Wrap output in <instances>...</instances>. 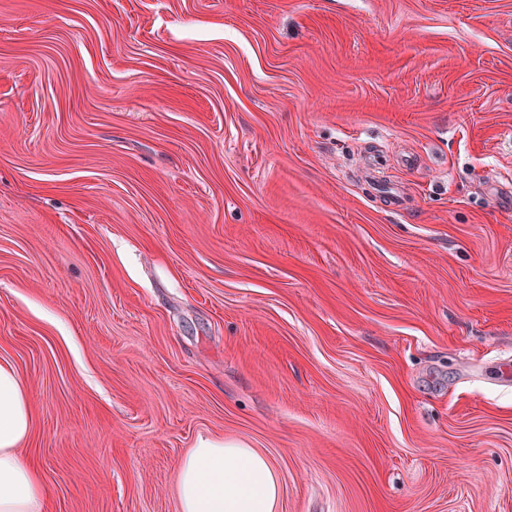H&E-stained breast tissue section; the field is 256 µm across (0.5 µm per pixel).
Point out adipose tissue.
<instances>
[{"label":"adipose tissue","instance_id":"1","mask_svg":"<svg viewBox=\"0 0 512 512\" xmlns=\"http://www.w3.org/2000/svg\"><path fill=\"white\" fill-rule=\"evenodd\" d=\"M32 409L11 362L0 361V512H45L40 464L27 456ZM175 490L180 512H277L279 470L264 453L202 439L183 458Z\"/></svg>","mask_w":512,"mask_h":512}]
</instances>
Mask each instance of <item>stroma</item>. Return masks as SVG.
I'll use <instances>...</instances> for the list:
<instances>
[{
	"instance_id": "35a3bbf8",
	"label": "stroma",
	"mask_w": 512,
	"mask_h": 512,
	"mask_svg": "<svg viewBox=\"0 0 512 512\" xmlns=\"http://www.w3.org/2000/svg\"><path fill=\"white\" fill-rule=\"evenodd\" d=\"M512 0H0V360L46 512H512ZM175 490L181 512H277L282 482L257 449L201 439L181 461Z\"/></svg>"
}]
</instances>
